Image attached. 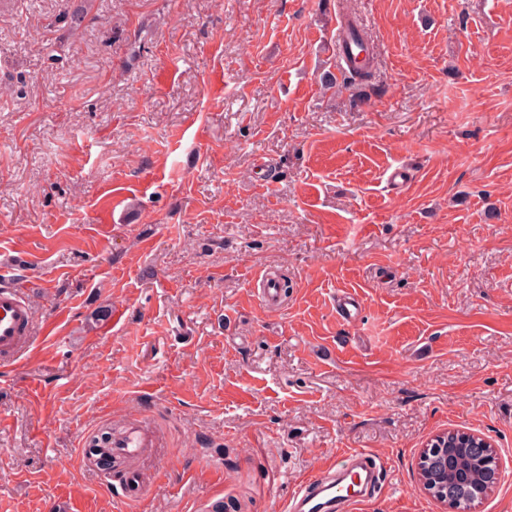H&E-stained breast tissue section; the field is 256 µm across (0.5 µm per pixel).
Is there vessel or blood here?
Returning <instances> with one entry per match:
<instances>
[{
	"instance_id": "vessel-or-blood-1",
	"label": "vessel or blood",
	"mask_w": 512,
	"mask_h": 512,
	"mask_svg": "<svg viewBox=\"0 0 512 512\" xmlns=\"http://www.w3.org/2000/svg\"><path fill=\"white\" fill-rule=\"evenodd\" d=\"M15 259L0 248V361H16L32 344L35 314L13 277ZM259 298L263 306L276 309L283 302L282 291L271 273L260 278ZM159 440L154 428L145 420H130L125 430L112 437L108 448L113 457L147 458ZM382 466L370 454L350 453L342 464L303 482L287 502L286 512H339L342 506L363 498L380 481ZM146 481L140 470L128 471L122 496L135 501L144 496Z\"/></svg>"
}]
</instances>
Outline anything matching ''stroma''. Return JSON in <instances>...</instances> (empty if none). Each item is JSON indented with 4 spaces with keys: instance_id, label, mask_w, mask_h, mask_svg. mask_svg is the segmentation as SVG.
Masks as SVG:
<instances>
[{
    "instance_id": "35a3bbf8",
    "label": "stroma",
    "mask_w": 512,
    "mask_h": 512,
    "mask_svg": "<svg viewBox=\"0 0 512 512\" xmlns=\"http://www.w3.org/2000/svg\"><path fill=\"white\" fill-rule=\"evenodd\" d=\"M74 5L0 0V245L37 313L0 512H280L354 451L386 470L345 512H445L416 464L451 428L504 471L474 512H512V0ZM347 6L373 78L329 89ZM135 418L163 446L130 502L83 448ZM258 280L261 287L259 298L263 306L270 309L279 308L283 299L282 291L277 287L276 278L270 272H265Z\"/></svg>"
}]
</instances>
